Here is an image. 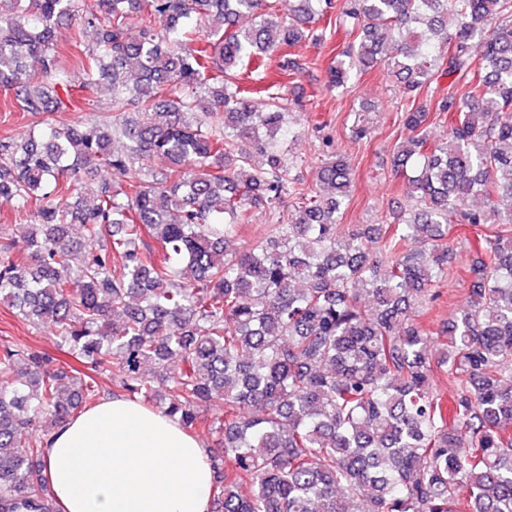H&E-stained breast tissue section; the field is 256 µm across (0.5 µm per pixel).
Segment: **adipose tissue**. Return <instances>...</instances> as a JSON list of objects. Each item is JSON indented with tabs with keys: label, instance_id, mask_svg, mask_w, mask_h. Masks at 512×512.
<instances>
[{
	"label": "adipose tissue",
	"instance_id": "1",
	"mask_svg": "<svg viewBox=\"0 0 512 512\" xmlns=\"http://www.w3.org/2000/svg\"><path fill=\"white\" fill-rule=\"evenodd\" d=\"M61 512H211L204 442L127 398H107L45 440Z\"/></svg>",
	"mask_w": 512,
	"mask_h": 512
}]
</instances>
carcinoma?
<instances>
[{
  "label": "carcinoma",
  "instance_id": "1",
  "mask_svg": "<svg viewBox=\"0 0 512 512\" xmlns=\"http://www.w3.org/2000/svg\"><path fill=\"white\" fill-rule=\"evenodd\" d=\"M77 2L0 15V90L43 125L0 141V203L29 217L0 237V301L112 373L114 396L215 435L217 512H512V0H296L287 20L269 0H99L90 15ZM334 16L354 40L326 87L381 62L405 101L394 167L414 203L391 224L337 223L349 163L328 155L302 186L287 144L304 98L241 81L276 54L300 88L314 63L287 49L322 42ZM63 28L83 54L76 78L57 66ZM103 85L112 119L97 136L53 124L73 91ZM433 111L450 120L438 142ZM156 156L167 171L148 168ZM136 164L143 178L121 180ZM98 171L112 177L85 205L78 186ZM260 206L269 235L231 252ZM463 224L492 231L435 348L419 317ZM437 368L454 383L451 421ZM100 393L46 353L0 349V512H59L45 437ZM215 396L217 422L203 414Z\"/></svg>",
  "mask_w": 512,
  "mask_h": 512
}]
</instances>
